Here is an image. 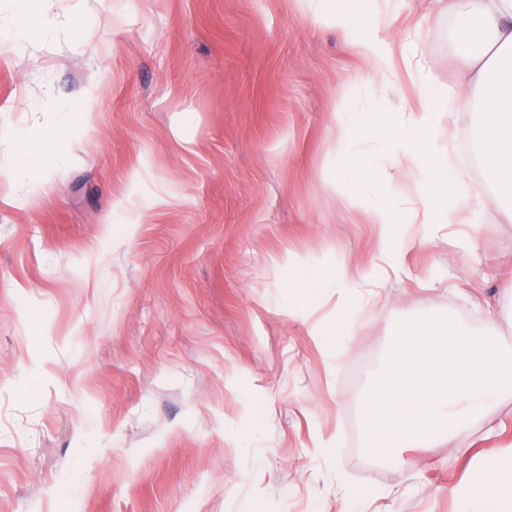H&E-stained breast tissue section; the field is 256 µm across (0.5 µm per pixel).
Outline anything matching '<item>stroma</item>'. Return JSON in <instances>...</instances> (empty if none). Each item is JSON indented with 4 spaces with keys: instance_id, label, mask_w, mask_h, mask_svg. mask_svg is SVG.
I'll return each mask as SVG.
<instances>
[{
    "instance_id": "1",
    "label": "stroma",
    "mask_w": 512,
    "mask_h": 512,
    "mask_svg": "<svg viewBox=\"0 0 512 512\" xmlns=\"http://www.w3.org/2000/svg\"><path fill=\"white\" fill-rule=\"evenodd\" d=\"M59 21L0 54V512H458L512 395L454 437L367 453L366 376L399 321L451 316L512 352V217L472 248L434 246L381 274L355 339L319 344L335 301L292 290L293 254L333 274L377 262V230L334 186L343 97L388 107L423 73L459 91L451 17L392 0L386 50L423 66L365 83L343 32L293 0H38ZM93 22L83 37L74 15ZM91 109L19 190L13 137ZM456 166L491 195L455 115Z\"/></svg>"
}]
</instances>
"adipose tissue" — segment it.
Wrapping results in <instances>:
<instances>
[{
    "instance_id": "1",
    "label": "adipose tissue",
    "mask_w": 512,
    "mask_h": 512,
    "mask_svg": "<svg viewBox=\"0 0 512 512\" xmlns=\"http://www.w3.org/2000/svg\"><path fill=\"white\" fill-rule=\"evenodd\" d=\"M440 14H452L453 48L472 63L463 86L459 110L477 116L474 140L480 165L499 204L512 207V0H432ZM16 26L0 32V52H13L16 45L45 34L50 22L40 15L35 0H13ZM306 20L336 24L351 38L369 63V80H388L390 61L380 35L390 24L373 11L368 0H300ZM448 89L432 77H424L418 96L402 102L398 111L372 112L348 102L339 103L333 114L338 131L336 184L349 187L366 202L364 214L379 232L378 252L393 263L400 246L431 245L430 237L405 238L395 231L406 196L400 189L409 179L419 204L413 207L417 224H453L459 206L472 196L463 172L449 159L440 142L446 127L454 126L455 112L447 110ZM72 115H62L50 133L28 131L14 140L19 156L18 175L44 161L52 140L69 135ZM289 266L299 269L295 287L309 294L336 295L340 303L336 324L324 336L354 337L363 311L350 291L369 283L374 271L351 272L339 265L334 276L325 277L287 256ZM460 512H512V454L489 451L476 467Z\"/></svg>"
}]
</instances>
